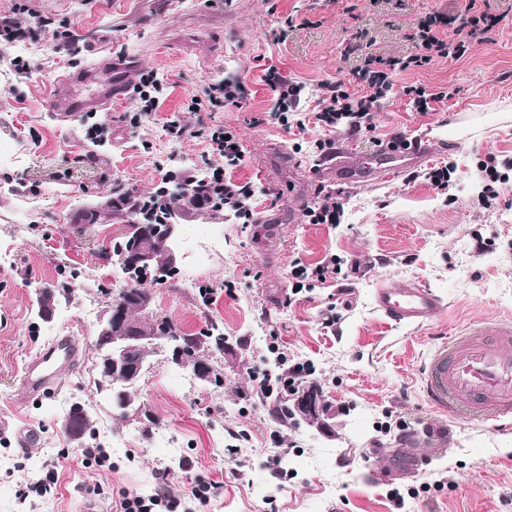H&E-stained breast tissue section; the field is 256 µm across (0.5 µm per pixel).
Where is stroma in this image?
Here are the masks:
<instances>
[{
    "instance_id": "stroma-1",
    "label": "stroma",
    "mask_w": 512,
    "mask_h": 512,
    "mask_svg": "<svg viewBox=\"0 0 512 512\" xmlns=\"http://www.w3.org/2000/svg\"><path fill=\"white\" fill-rule=\"evenodd\" d=\"M465 0H0V19L28 27L40 19L70 22L83 51L58 50L50 33L0 45V512H82L95 503L115 512L120 493L149 495L168 486L190 512H512V428L451 421L448 447L420 440L430 464L404 476L406 431L439 421L420 392V366L439 338L465 322L512 319V0H477L499 16L469 38ZM447 14V37L468 38L457 59L397 70L389 100L368 129L331 131L316 124L315 92L348 80L371 57L415 53L409 35L429 16ZM29 63L16 73L15 56ZM305 83L304 127L284 126L261 81L267 68ZM90 71L66 85L73 72ZM165 84L155 112L141 119L130 90L141 73ZM253 96L243 107L190 111L191 97L227 77ZM106 81L124 93L107 112H82L59 124L52 95H89ZM451 91L432 112H415L404 87ZM215 125L242 150L224 165L202 137L171 140L163 125ZM112 135L86 140L85 126ZM430 137L431 158L370 183L319 178L317 141L355 156L375 154L392 137ZM494 160L503 178L486 175ZM249 185L252 216L190 210L178 219L173 276L145 279L157 316L188 335L218 326L223 352L210 362L215 386L159 353L134 396L139 415L122 419L98 391L95 337L109 290L126 279L112 255L132 224L78 219L81 209L116 190L145 196L204 178L209 165ZM452 170L447 186L433 170ZM340 196L337 224H311L307 208ZM202 259L188 263L189 253ZM334 262L326 282L295 292V263ZM419 280L445 309L425 326L387 322L373 293ZM69 288L53 319L35 312L38 289ZM334 326H326L329 315ZM73 330L84 354L49 398L15 408L12 393L24 362ZM284 360H277V353ZM307 362L306 379L330 403L334 435L293 425L279 397L261 394L255 371L278 373ZM89 408L90 434L74 443L63 430L72 404ZM32 428L41 446L19 448L16 430ZM100 446L109 467L83 464L82 449ZM238 448L237 460L224 454ZM54 473L52 494L31 487ZM213 483L206 505L192 491ZM99 496L92 497L88 488ZM404 496L402 505L390 498Z\"/></svg>"
}]
</instances>
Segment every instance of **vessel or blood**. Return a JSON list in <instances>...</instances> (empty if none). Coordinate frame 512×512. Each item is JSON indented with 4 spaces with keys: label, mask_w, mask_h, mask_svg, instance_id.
Returning a JSON list of instances; mask_svg holds the SVG:
<instances>
[{
    "label": "vessel or blood",
    "mask_w": 512,
    "mask_h": 512,
    "mask_svg": "<svg viewBox=\"0 0 512 512\" xmlns=\"http://www.w3.org/2000/svg\"><path fill=\"white\" fill-rule=\"evenodd\" d=\"M120 87L90 98L53 99L56 119L69 121L77 113L111 105ZM430 154L427 137L410 147L387 149L361 160L338 155L330 178L353 176L370 181L378 170L404 172L422 163ZM374 303L389 321L407 326L432 322L443 310L442 299L429 287L409 281L399 287L376 289ZM82 354L73 333L44 344L25 361L13 401L24 406L54 390L64 371L74 367ZM422 391L427 404L443 415L461 416L495 426L512 423V320L473 324L443 338L423 362Z\"/></svg>",
    "instance_id": "b4317fda"
}]
</instances>
